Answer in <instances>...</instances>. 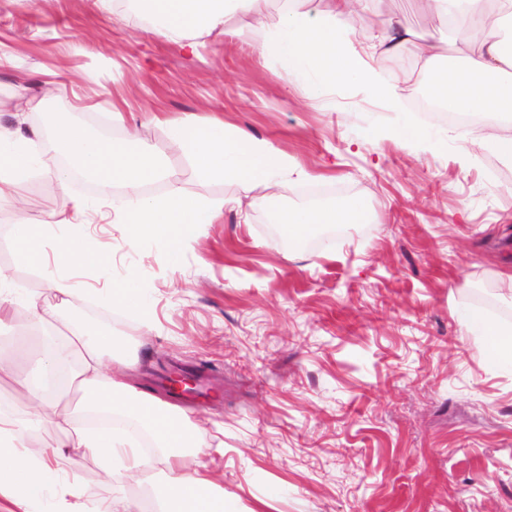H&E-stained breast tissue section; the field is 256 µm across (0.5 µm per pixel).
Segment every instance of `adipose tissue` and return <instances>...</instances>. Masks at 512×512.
Here are the masks:
<instances>
[{"mask_svg": "<svg viewBox=\"0 0 512 512\" xmlns=\"http://www.w3.org/2000/svg\"><path fill=\"white\" fill-rule=\"evenodd\" d=\"M139 13L151 17L149 30L176 44L186 54H196L202 37L223 32L225 19L237 11L250 26L265 24L270 0H134ZM437 19H453L460 26L481 31L479 44L465 54L460 66L444 67L454 42L434 34H418L401 23H389L375 39L387 53L408 49L428 72V88L437 98L460 108L479 107L501 114L512 113V0H423ZM367 0H293L281 14L277 27L269 31L258 48L260 57L275 63L288 81L306 86L309 98L324 96L336 85H362L392 108H400L402 89L383 77L370 61L368 52L349 45L345 19L366 10ZM168 136L195 176L202 180H230L243 193L263 188L275 195L283 180L304 181L308 172L288 155L265 141L250 140L228 128L217 116L199 119L188 114L168 123ZM51 134L66 144L75 170L86 173L102 193L117 186L125 190L122 215L130 241L156 238L164 241L171 254L196 234L200 225L214 223L224 214L220 197L195 200L180 184V173L165 162L148 144L124 146L107 138L87 134L68 118L52 120ZM31 139L22 128L0 124V207H21L24 190L36 163L30 151ZM162 181L164 195L147 197V184ZM89 208L84 200L74 201L70 211L48 215L45 221L21 216L13 225L11 241L18 258L36 269L46 259L60 266L78 262L103 269L105 262L83 233V219ZM368 216L361 202L346 205L288 210L278 218L284 236L298 241L323 225L363 224ZM64 224L66 237L50 240L45 224ZM459 321L467 335L483 339V355L492 365H512V328L501 327L481 311L470 310ZM72 335L81 347L53 346L42 360L43 370L68 367L73 354H80L81 366L70 375L71 385L92 407L110 414L137 419L163 450L167 491L159 498L158 512H232L223 488L211 480L205 467L187 470L184 452L201 448L196 430L181 420L179 413L162 404H148L134 395L122 370L113 369L109 351L111 332L75 323ZM31 399L30 419L0 413V496L17 507L39 495L44 483L79 458L94 457L105 479L134 478L151 466L136 443L115 430L81 424L72 409L61 407L52 391L23 380ZM55 423L60 438L54 450L31 447L28 439L31 419Z\"/></svg>", "mask_w": 512, "mask_h": 512, "instance_id": "adipose-tissue-1", "label": "adipose tissue"}]
</instances>
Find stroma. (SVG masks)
I'll use <instances>...</instances> for the list:
<instances>
[{
    "label": "stroma",
    "mask_w": 512,
    "mask_h": 512,
    "mask_svg": "<svg viewBox=\"0 0 512 512\" xmlns=\"http://www.w3.org/2000/svg\"><path fill=\"white\" fill-rule=\"evenodd\" d=\"M265 28L226 19L199 53L136 28L115 0H0V120L40 97L56 77L74 92L56 110L89 132L126 141L130 131L185 171L183 188L220 197L224 215L202 225L178 263L156 239L129 242L113 201L87 180L58 185L34 170L26 186L32 217L91 205L87 232L106 272L68 266L77 284L58 306L47 275L23 265L11 242L15 210H0V268L21 294L0 319V348L13 356L0 378V411L23 418L17 384L35 354L69 337L70 321L112 331V353L130 384L157 395L156 381L178 363L211 376L221 401L186 403L205 446L184 460L205 464L236 512H512V367L487 364L459 315L482 311L512 326V158L492 145L472 149L465 126L436 120L411 98L424 77L412 66L406 103L394 112L367 91L339 85L311 99L263 64ZM399 20L420 32L434 24L421 0H380L350 41ZM120 119H113V110ZM220 114L226 125L293 157L309 180L282 183L276 198L240 205L232 181H201L154 116ZM432 130L402 143L406 120ZM362 201L365 224L293 243L276 231L275 211ZM136 275L149 315L113 308L99 296ZM45 313L35 319L28 298ZM140 477L107 483L97 462L76 479L87 495H123L154 512L165 489L159 452Z\"/></svg>",
    "instance_id": "35a3bbf8"
}]
</instances>
